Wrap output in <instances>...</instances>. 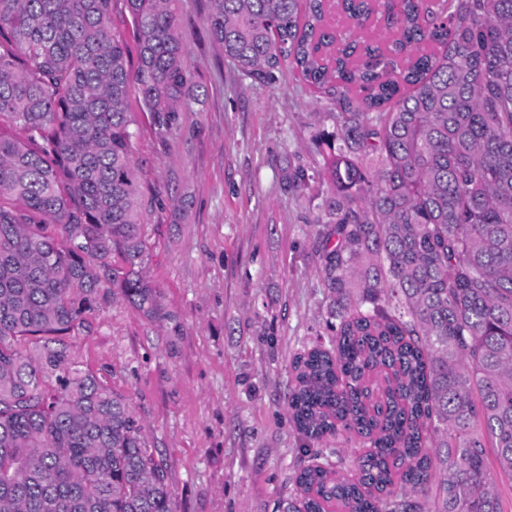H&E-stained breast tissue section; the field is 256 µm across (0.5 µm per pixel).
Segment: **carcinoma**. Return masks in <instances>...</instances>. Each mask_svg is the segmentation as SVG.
Here are the masks:
<instances>
[{
	"label": "carcinoma",
	"instance_id": "cac0c4a2",
	"mask_svg": "<svg viewBox=\"0 0 512 512\" xmlns=\"http://www.w3.org/2000/svg\"><path fill=\"white\" fill-rule=\"evenodd\" d=\"M0 0V512H174L129 399L66 337L120 298L163 318L130 87L170 123L189 97L174 0ZM224 55L284 64L345 104L325 140L322 275L336 335L294 361L288 415L316 463L287 512H503L512 477V0H387L385 46L330 31L328 0H210ZM355 22L372 0H336ZM368 439L351 482L328 462ZM435 488L434 507L427 493ZM487 450L490 460V468L495 475L498 491L500 493L502 509L504 512H512V479H508L504 475H500L498 473L494 450L493 448H489Z\"/></svg>",
	"mask_w": 512,
	"mask_h": 512
}]
</instances>
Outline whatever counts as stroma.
Masks as SVG:
<instances>
[{
    "mask_svg": "<svg viewBox=\"0 0 512 512\" xmlns=\"http://www.w3.org/2000/svg\"><path fill=\"white\" fill-rule=\"evenodd\" d=\"M174 9L186 105L165 130L129 94L144 273L166 318L108 303L69 355L129 398L176 512H283L311 461L288 417L292 364L337 324L317 218L331 195L322 139L341 106L288 67L243 74L212 35L210 0Z\"/></svg>",
    "mask_w": 512,
    "mask_h": 512,
    "instance_id": "35a3bbf8",
    "label": "stroma"
}]
</instances>
